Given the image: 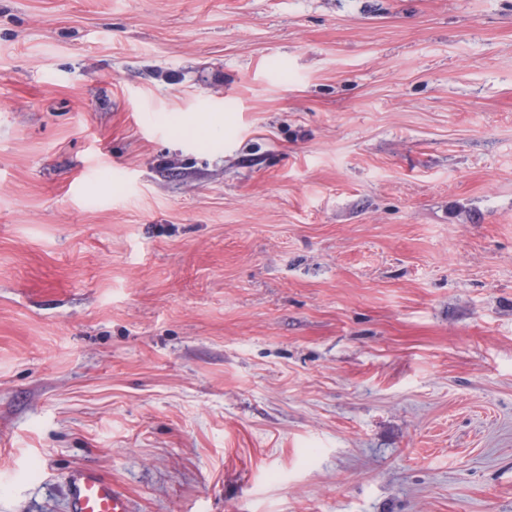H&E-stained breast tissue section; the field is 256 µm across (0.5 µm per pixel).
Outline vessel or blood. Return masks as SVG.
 <instances>
[{"mask_svg":"<svg viewBox=\"0 0 512 512\" xmlns=\"http://www.w3.org/2000/svg\"><path fill=\"white\" fill-rule=\"evenodd\" d=\"M69 512H132L129 499L93 468L73 471L67 481Z\"/></svg>","mask_w":512,"mask_h":512,"instance_id":"vessel-or-blood-1","label":"vessel or blood"}]
</instances>
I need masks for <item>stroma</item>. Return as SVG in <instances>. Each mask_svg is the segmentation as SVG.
Returning a JSON list of instances; mask_svg holds the SVG:
<instances>
[{
  "label": "stroma",
  "instance_id": "obj_1",
  "mask_svg": "<svg viewBox=\"0 0 512 512\" xmlns=\"http://www.w3.org/2000/svg\"><path fill=\"white\" fill-rule=\"evenodd\" d=\"M512 512V0H0V512ZM69 512H132L129 499L94 468L73 471L67 481Z\"/></svg>",
  "mask_w": 512,
  "mask_h": 512
}]
</instances>
